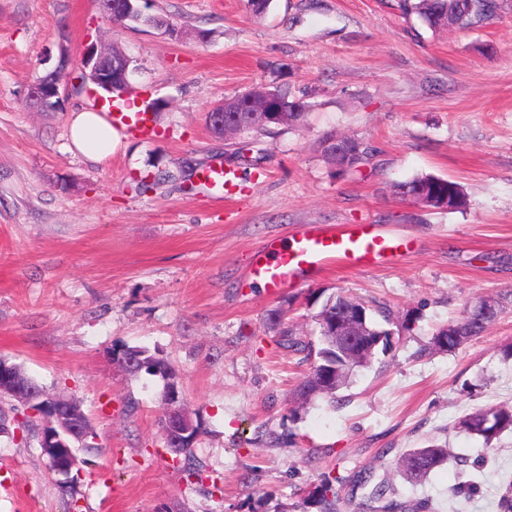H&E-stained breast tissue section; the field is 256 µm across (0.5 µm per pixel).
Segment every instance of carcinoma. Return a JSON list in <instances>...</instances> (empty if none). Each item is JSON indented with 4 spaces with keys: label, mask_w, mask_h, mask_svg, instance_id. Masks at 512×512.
Returning <instances> with one entry per match:
<instances>
[{
    "label": "carcinoma",
    "mask_w": 512,
    "mask_h": 512,
    "mask_svg": "<svg viewBox=\"0 0 512 512\" xmlns=\"http://www.w3.org/2000/svg\"><path fill=\"white\" fill-rule=\"evenodd\" d=\"M399 10L406 15H415L418 19L431 29H439L440 13H445V20L450 28H469L481 18L493 11V0H397ZM145 21L157 28H167L171 22L157 15L131 14L122 21L116 19L113 24L126 26L130 23ZM258 90H274L283 98L284 105L288 107V121L283 123L285 127H291L303 122L309 109L308 103L301 97H295L290 93L274 85H257L250 90L255 93ZM344 152L338 156L329 152V147L322 146V152L327 162L336 168L338 173H347L357 168L365 154L364 143L354 137L341 139ZM398 194L403 199H412L423 194L427 197L439 199L448 194H456L462 198L460 208L469 206V199L463 187L448 179L434 175H419L398 186ZM351 301V298L338 296L327 301L319 313L315 316L317 341L305 340L296 336V333L284 328L280 331L284 337L283 346L295 353L305 354V359L311 361L309 372L303 377L298 396L309 400L314 396L327 395L336 399V392L347 386L354 370L351 369L346 360L343 350L336 346L331 322L340 315V308ZM498 314L493 311L488 314L474 312L465 315L460 320L440 328L436 335H448L446 351H452L458 346L473 337L481 335L487 325L492 322ZM365 319L367 326L373 336H391L392 330L388 326L394 324L391 313L384 310L365 307ZM112 357L119 355H140L144 365L134 364L125 367V372L131 376H138L142 373L154 376L165 384L178 381V373L170 360L157 352H150L143 347L123 346L111 350ZM52 393L44 390V396L25 406L28 413L24 419H18L20 410L12 403L9 396L0 397V437L15 439L16 434H21V440L28 442L32 439L41 442L43 435L42 416L50 406ZM454 429L457 433L468 437L476 436L482 439L486 448H492V443L501 433L512 431V405H491L480 408L459 418ZM204 433L202 424H197L195 434L190 440L178 449V463L188 476H200L204 474V465L193 459L192 448L199 436ZM462 466L466 458L452 456L448 448L430 444L420 448H413L397 459L396 469L408 482L416 484L425 480L436 469L442 467L449 461ZM374 474L371 469L359 472L356 482L357 486L363 488L368 484H374L370 495L359 504L360 512H378L375 503L386 499L393 494L392 485L387 481L373 483ZM321 512H340L339 493L333 485L332 480L324 479L319 490Z\"/></svg>",
    "instance_id": "carcinoma-1"
}]
</instances>
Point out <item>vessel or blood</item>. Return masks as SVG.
<instances>
[{
    "instance_id": "1",
    "label": "vessel or blood",
    "mask_w": 512,
    "mask_h": 512,
    "mask_svg": "<svg viewBox=\"0 0 512 512\" xmlns=\"http://www.w3.org/2000/svg\"><path fill=\"white\" fill-rule=\"evenodd\" d=\"M108 112L113 126L142 136L152 131L147 112H130L121 102H113ZM409 242L384 233L373 224L307 226L293 244L278 246L271 241L257 250L250 264L248 279L272 291L291 287L305 275L334 267L371 268L409 251Z\"/></svg>"
}]
</instances>
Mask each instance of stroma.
<instances>
[{"label": "stroma", "instance_id": "stroma-1", "mask_svg": "<svg viewBox=\"0 0 512 512\" xmlns=\"http://www.w3.org/2000/svg\"><path fill=\"white\" fill-rule=\"evenodd\" d=\"M467 29H431L396 0H153L151 14L193 32L179 40L145 23L116 28L96 0H0V358L53 393L79 400L99 434L75 490L36 443L0 439V512H320L312 491L336 479L341 512L366 494L353 478H389L398 502L427 512H512V432L492 449L457 434L464 414L512 405V0ZM119 46L132 84L164 102L149 137L123 135L93 163L70 141L72 112L30 108L29 88L60 51ZM260 84L305 97L304 125L215 136L207 112ZM370 151L336 174L329 136ZM231 168L242 188L221 200L180 170ZM159 176L136 192V176ZM421 174L453 179L470 201L438 211L402 200ZM309 224H375L412 241L372 268L336 267L272 294L248 284L253 253L292 242ZM342 294L412 318L393 348L340 390L300 402L308 371L271 320L315 330ZM497 318L455 351L432 346L476 298ZM144 346L178 371L205 433L189 481L164 445L159 380L129 376L113 346ZM447 443L467 464L411 485L399 456ZM223 493H213V485Z\"/></svg>", "mask_w": 512, "mask_h": 512}]
</instances>
